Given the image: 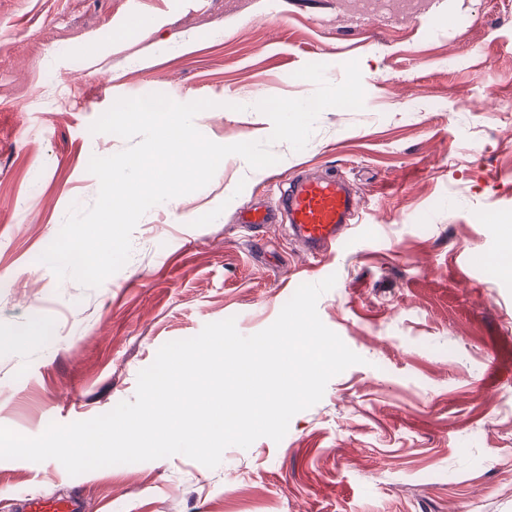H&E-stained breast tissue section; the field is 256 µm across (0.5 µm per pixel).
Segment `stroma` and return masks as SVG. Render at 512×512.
Instances as JSON below:
<instances>
[{"label": "stroma", "mask_w": 512, "mask_h": 512, "mask_svg": "<svg viewBox=\"0 0 512 512\" xmlns=\"http://www.w3.org/2000/svg\"><path fill=\"white\" fill-rule=\"evenodd\" d=\"M362 2L0 0V426L36 437L107 413L165 343L230 317L253 335L332 274L319 317L362 358L281 442L228 447L212 469L176 454L73 477L0 459V512L67 494L86 512H512V277L489 222L512 219V0H420L412 16ZM352 60L363 109H326L303 150L274 144L259 170L228 156L152 207L100 287L41 263L71 204L96 199L91 156L127 146L89 131L114 100L208 99L205 137L262 141L255 103L309 97L296 71L322 63L337 84ZM301 175L360 200L321 260L287 223L236 221Z\"/></svg>", "instance_id": "stroma-1"}]
</instances>
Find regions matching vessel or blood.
<instances>
[{
  "mask_svg": "<svg viewBox=\"0 0 512 512\" xmlns=\"http://www.w3.org/2000/svg\"><path fill=\"white\" fill-rule=\"evenodd\" d=\"M285 198L292 231L312 250H332L348 236L357 201L342 180L300 179L289 186ZM82 508L75 497L32 498L23 505L24 512H81Z\"/></svg>",
  "mask_w": 512,
  "mask_h": 512,
  "instance_id": "1",
  "label": "vessel or blood"
}]
</instances>
